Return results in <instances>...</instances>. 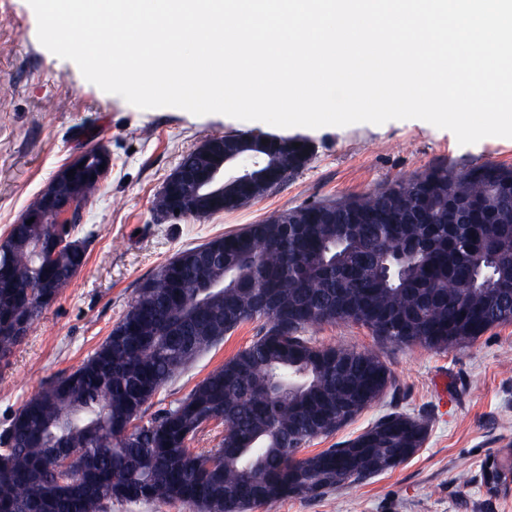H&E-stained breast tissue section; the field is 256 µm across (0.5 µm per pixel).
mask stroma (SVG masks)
I'll use <instances>...</instances> for the list:
<instances>
[{
    "mask_svg": "<svg viewBox=\"0 0 512 512\" xmlns=\"http://www.w3.org/2000/svg\"><path fill=\"white\" fill-rule=\"evenodd\" d=\"M242 133L303 138L314 153L293 180L240 210L156 222L154 200L181 156L208 137ZM99 145L110 151L112 170L80 221L95 231L86 241L88 262L0 368V427L27 396L93 352L139 282L179 251L307 202L369 194L432 167H512V138L462 146L451 131L417 119L277 128L175 107L140 109L46 49L26 0H0V236L61 166ZM254 334V324H244L203 353L155 396L152 409L182 397ZM310 334L319 344L377 355L399 392L315 439L309 452L355 437L394 409L428 417L427 439L408 461L361 484L257 512H512V485L492 491L483 478L487 463L512 458V324L445 351L382 344L356 324L315 326ZM464 473L469 483H461Z\"/></svg>",
    "mask_w": 512,
    "mask_h": 512,
    "instance_id": "1",
    "label": "stroma"
}]
</instances>
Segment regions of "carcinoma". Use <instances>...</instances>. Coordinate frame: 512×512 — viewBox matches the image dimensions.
<instances>
[{"instance_id":"obj_1","label":"carcinoma","mask_w":512,"mask_h":512,"mask_svg":"<svg viewBox=\"0 0 512 512\" xmlns=\"http://www.w3.org/2000/svg\"><path fill=\"white\" fill-rule=\"evenodd\" d=\"M305 139L273 138L264 157L297 174ZM253 185L232 212L271 192ZM472 202L448 221V196ZM309 203L180 251L142 281L120 321L79 365L26 398L0 431V512H112L174 501L197 512L323 496L391 470L426 440L423 417L391 411L335 448L298 457L395 390L388 366L321 347L314 325L355 323L382 342L435 350L512 323V169L434 167L363 197ZM379 210L407 224H355ZM74 224L11 225L0 244V363L87 261ZM53 285L43 297L39 281ZM254 340L175 403L152 399L202 352L245 323ZM211 421L216 445L189 444ZM80 459L63 467L69 453Z\"/></svg>"}]
</instances>
